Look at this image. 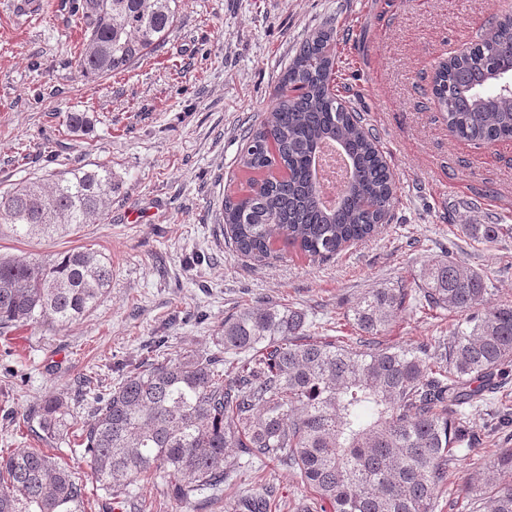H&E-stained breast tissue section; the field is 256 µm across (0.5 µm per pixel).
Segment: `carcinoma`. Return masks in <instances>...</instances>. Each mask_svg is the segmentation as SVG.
Instances as JSON below:
<instances>
[{
  "mask_svg": "<svg viewBox=\"0 0 512 512\" xmlns=\"http://www.w3.org/2000/svg\"><path fill=\"white\" fill-rule=\"evenodd\" d=\"M178 0H81L84 41L77 66L97 78L154 51L177 20ZM512 16L440 63L434 96L459 139L481 146L512 138ZM279 93L245 134L222 202L229 241L263 261L294 253L327 259L388 222L390 167L359 112L337 93L333 37L306 38L280 74ZM69 133L90 126L69 112ZM338 144L350 163L333 209L321 202L316 160ZM119 183L105 165H85L0 193V224L22 238L71 234L107 219ZM112 263L95 251L0 261V329L48 323L65 330L101 302ZM483 275L452 257L422 265L413 284L375 288L346 314L355 344L323 341L308 316L283 303L245 305L224 318L213 348L154 357L113 380L82 376L94 422L78 446L91 476L116 504L142 480L162 481L175 503L210 512L243 469L276 461L298 472L306 494L287 503L268 483L242 491L224 512H435L458 454L479 464L484 444L466 409L493 404L512 381V304L482 307ZM467 312L449 336L382 347L379 338L413 305ZM70 406L48 395L33 435L68 426ZM498 479L471 474L461 489L490 512H512V448L493 459ZM0 512H85V486L39 448L0 456Z\"/></svg>",
  "mask_w": 512,
  "mask_h": 512,
  "instance_id": "1",
  "label": "carcinoma"
}]
</instances>
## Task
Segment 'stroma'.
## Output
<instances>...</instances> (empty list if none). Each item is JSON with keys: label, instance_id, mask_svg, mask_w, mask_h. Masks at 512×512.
Listing matches in <instances>:
<instances>
[{"label": "stroma", "instance_id": "1", "mask_svg": "<svg viewBox=\"0 0 512 512\" xmlns=\"http://www.w3.org/2000/svg\"><path fill=\"white\" fill-rule=\"evenodd\" d=\"M0 0V188L101 163L121 184L105 222L54 239L0 227L7 258L91 249L110 260L112 285L65 331L21 326L0 335V453L34 447L26 417L64 393L71 432L53 440L80 475L91 512H113L73 431L93 414L75 389L82 374L132 364L147 341L203 351L225 316L258 300L335 326L373 288L412 282L453 256L483 274L489 303H512V140L480 147L454 136L433 95L439 63L477 42L512 0H180L176 25L148 60L95 82L79 76L83 42L73 0H39L31 21ZM333 27L340 84L376 136L396 182L388 224L324 261L257 262L236 253L219 222L237 171L242 131L270 106L298 44ZM93 128L67 133L65 116ZM473 224H501L487 243ZM464 313H407L382 346L430 341Z\"/></svg>", "mask_w": 512, "mask_h": 512}]
</instances>
